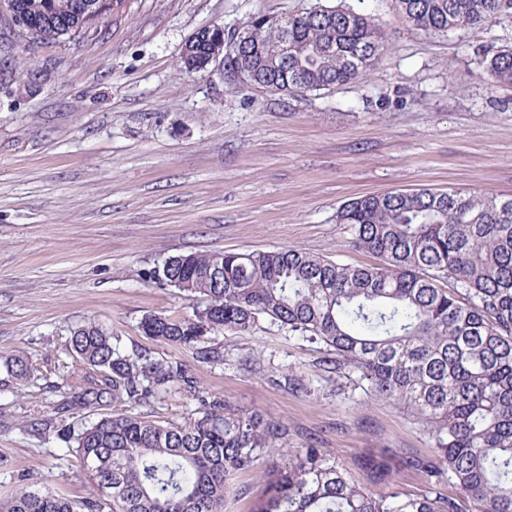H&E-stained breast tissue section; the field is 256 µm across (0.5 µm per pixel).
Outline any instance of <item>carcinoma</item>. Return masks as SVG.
I'll use <instances>...</instances> for the list:
<instances>
[{"label": "carcinoma", "instance_id": "carcinoma-1", "mask_svg": "<svg viewBox=\"0 0 512 512\" xmlns=\"http://www.w3.org/2000/svg\"><path fill=\"white\" fill-rule=\"evenodd\" d=\"M99 0H12L39 41L53 26L76 38L98 22ZM408 23L426 35L479 29L512 9V0H398ZM288 33L266 14L250 18L246 40L229 45L226 66L276 93L330 90L363 78L385 51L372 15L338 5L287 16ZM290 47L283 55V45ZM220 49L204 35L194 61ZM488 67L512 86V47ZM348 246L377 255L374 266L340 264L294 249L192 252L149 271L203 306L185 317L149 314L143 336L221 364L211 336H249L266 320L320 343L325 364L348 371L378 399L404 405L432 442L428 477L454 481L475 512H512V197L429 188L370 194L343 204ZM65 350L86 371L80 395L59 389L57 439L74 453L95 494L76 500L50 480L0 498V512H224L238 495L234 476L288 447V426L196 389L176 361L120 350L97 319L72 329ZM27 382L40 375L19 355L0 356ZM172 389L196 402L179 421L135 412ZM110 412L66 422L77 405ZM264 478L254 512H461L459 501L430 488L415 497L371 493L320 448L281 454Z\"/></svg>", "mask_w": 512, "mask_h": 512}]
</instances>
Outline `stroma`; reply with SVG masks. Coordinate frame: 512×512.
<instances>
[{"label":"stroma","instance_id":"stroma-1","mask_svg":"<svg viewBox=\"0 0 512 512\" xmlns=\"http://www.w3.org/2000/svg\"><path fill=\"white\" fill-rule=\"evenodd\" d=\"M338 1L126 0L78 38L28 46L0 0V351L42 368L19 385L0 366V494L27 476L90 493L72 452L40 428L76 369L65 341L94 317L122 350L181 363L205 390L284 422L290 447L314 444L362 483L368 460L385 461V494L424 489L426 473L409 462L433 458L429 438L405 406L328 371L320 345L264 322L247 337L213 336L233 360L222 366L138 329L145 315L201 304L145 279L169 257L287 247L375 265L336 222L351 198L403 188L512 197V87L487 68L512 46L510 14L428 36L396 0H342L380 20L388 48L363 79L311 93L247 86L219 61L192 73L178 61L201 28L231 32L259 12ZM249 356L264 372L241 369ZM289 370L307 392L277 385ZM271 464L235 476L225 512H252Z\"/></svg>","mask_w":512,"mask_h":512}]
</instances>
